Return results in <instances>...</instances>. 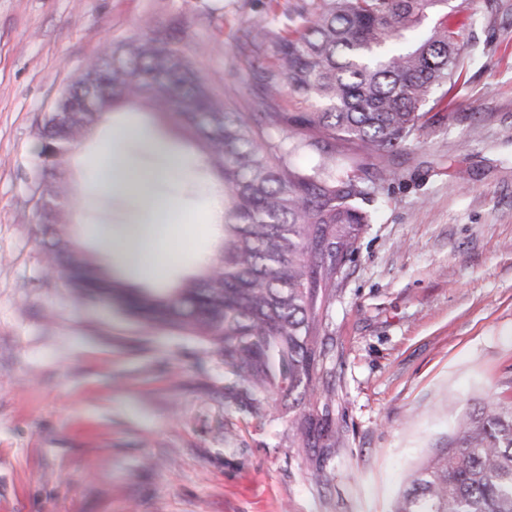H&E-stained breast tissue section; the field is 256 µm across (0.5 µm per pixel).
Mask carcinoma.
<instances>
[{"mask_svg": "<svg viewBox=\"0 0 512 512\" xmlns=\"http://www.w3.org/2000/svg\"><path fill=\"white\" fill-rule=\"evenodd\" d=\"M448 0H315L288 28L259 19L238 31L239 54L267 59L250 83L264 112H229L187 61L180 27L143 26L106 46L36 122L40 164L31 187L48 272L83 302H104L150 327L201 340L224 359L261 416L275 394L311 401L329 374L320 331L359 227L369 223L359 159L405 146L422 108L462 76L457 32L440 23L409 42L429 11ZM291 97L308 104L284 112ZM143 103L175 119L201 151L224 203L223 241L197 276L170 288H135L77 243L75 204L60 163L112 110ZM308 130L297 139L288 130ZM352 153L336 155V142ZM306 153L308 169L294 163ZM304 411L292 439L330 447ZM393 512H512V399L489 397L416 470Z\"/></svg>", "mask_w": 512, "mask_h": 512, "instance_id": "cac0c4a2", "label": "carcinoma"}]
</instances>
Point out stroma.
Segmentation results:
<instances>
[{
    "label": "stroma",
    "mask_w": 512,
    "mask_h": 512,
    "mask_svg": "<svg viewBox=\"0 0 512 512\" xmlns=\"http://www.w3.org/2000/svg\"><path fill=\"white\" fill-rule=\"evenodd\" d=\"M305 2L0 0V512H391L462 416L512 396V0H450L462 77L405 147L358 173L370 221L323 329L334 447L293 443L304 409L294 399L263 416L242 409L233 375L199 339L144 330L47 274L30 190L35 121L71 77L143 22L176 19L214 97L246 114L255 105L235 31L266 15L284 24ZM117 118L148 134L119 146L141 167L161 151L195 162L173 121L143 106ZM111 136L99 128L66 158L68 195L88 212L83 247L143 288L197 273L196 254L217 240L202 167L193 192L160 186L195 224L162 277L119 266L96 234L140 214L90 178Z\"/></svg>",
    "instance_id": "35a3bbf8"
}]
</instances>
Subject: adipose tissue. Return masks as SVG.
I'll return each mask as SVG.
<instances>
[{"label": "adipose tissue", "instance_id": "ef3b65f1", "mask_svg": "<svg viewBox=\"0 0 512 512\" xmlns=\"http://www.w3.org/2000/svg\"><path fill=\"white\" fill-rule=\"evenodd\" d=\"M91 173L102 192L133 195L144 206L146 214L156 218L152 224H116L106 230L104 236L110 251L123 254L139 269L151 270L166 262L179 237L188 233L192 224L185 215L176 214L170 203L158 200L156 186L163 179L190 175L186 160L166 154L160 167L141 172L133 156L107 151L93 159Z\"/></svg>", "mask_w": 512, "mask_h": 512}]
</instances>
